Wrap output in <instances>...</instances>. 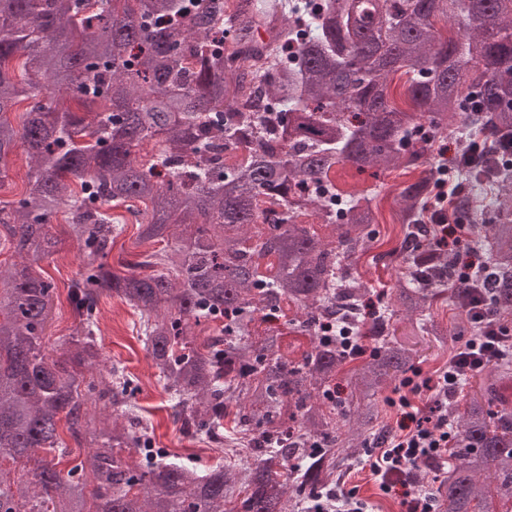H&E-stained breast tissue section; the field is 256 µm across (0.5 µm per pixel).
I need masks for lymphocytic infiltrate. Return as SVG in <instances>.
I'll use <instances>...</instances> for the list:
<instances>
[{"label": "lymphocytic infiltrate", "mask_w": 512, "mask_h": 512, "mask_svg": "<svg viewBox=\"0 0 512 512\" xmlns=\"http://www.w3.org/2000/svg\"><path fill=\"white\" fill-rule=\"evenodd\" d=\"M437 188L436 215L441 231L436 243L449 250L459 279L474 284L476 296L470 315L478 326V334L462 341L447 367L435 376L409 377L402 381L406 393L398 399L401 408L398 429L366 461L372 474L385 485L396 482L409 486L413 470L424 464L439 469L447 467L448 445L453 438L444 411L449 398L459 382L471 379L504 355H512V325L498 322L483 296L493 280L491 266L485 255L471 245L464 221L449 217L446 208L447 202L467 193L469 186L446 176L438 180ZM424 392L430 395V403L421 406L413 403V396Z\"/></svg>", "instance_id": "obj_1"}]
</instances>
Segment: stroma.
<instances>
[{
	"label": "stroma",
	"instance_id": "1",
	"mask_svg": "<svg viewBox=\"0 0 512 512\" xmlns=\"http://www.w3.org/2000/svg\"><path fill=\"white\" fill-rule=\"evenodd\" d=\"M414 173L394 171L383 180L360 175L355 170L343 169L338 180L347 189L358 188L371 195L372 204L379 215V242L377 251L396 247L401 239L397 224L393 222V196L398 184L414 180ZM67 212L54 218L51 232L58 241L56 252L44 265L46 277L57 287L54 317L45 338L49 355L57 357L65 339L73 333L77 318L67 300V288L84 269V257L77 243L69 237ZM100 321L96 335L97 348L104 365L116 364L133 380L131 401L142 424L153 434L158 447L177 455L198 471L224 462L222 448L210 442L188 437L169 408L168 396L149 366L147 352L138 336V316L115 297H102L99 303ZM346 487L356 488L367 502L371 512H404L398 493L382 491L377 478L369 470L352 464L342 475Z\"/></svg>",
	"mask_w": 512,
	"mask_h": 512
}]
</instances>
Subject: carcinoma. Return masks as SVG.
<instances>
[{
  "mask_svg": "<svg viewBox=\"0 0 512 512\" xmlns=\"http://www.w3.org/2000/svg\"><path fill=\"white\" fill-rule=\"evenodd\" d=\"M226 2L0 0V164L19 147L30 159L22 198L0 205L21 258L0 271V456L44 452L24 482L0 467V512H304L385 436L380 396L418 360L395 337L397 320L404 335L443 346L476 334L471 287L450 276L422 215L436 144L512 137V0ZM448 19L456 36L444 38L436 22ZM397 73L406 109L388 96ZM46 82L84 111L41 99ZM260 94L274 111L250 109ZM26 100L18 129L6 114ZM421 159L426 168L394 198L400 245L372 256L398 270L395 289L379 292L355 264L379 234L370 200L339 188L342 221L309 224L331 199L308 191L347 165L376 177ZM493 168L489 153L466 179L475 185ZM263 201L284 210L278 222L259 223ZM63 206L86 256L68 288L73 363L95 370L100 298H121L139 315L183 430L235 453L250 439L249 466L199 474L154 447L122 368L87 379L46 356L55 285L42 263ZM114 207L139 224V242L166 243L126 271L108 262L123 229ZM493 211L469 228L495 274L491 308L507 323L512 176L497 179ZM370 296L382 301L367 317ZM439 300L457 311L450 327L435 320ZM350 314L352 335L367 342L358 358L321 341L325 324ZM287 325L307 346L285 339ZM511 369L512 359L498 361L485 392L448 402L456 442L433 489L443 512L512 503V414L488 396ZM108 408L125 423L98 434ZM62 426L95 446L88 465L58 468ZM123 448L135 449L136 466Z\"/></svg>",
  "mask_w": 512,
  "mask_h": 512,
  "instance_id": "cac0c4a2",
  "label": "carcinoma"
}]
</instances>
